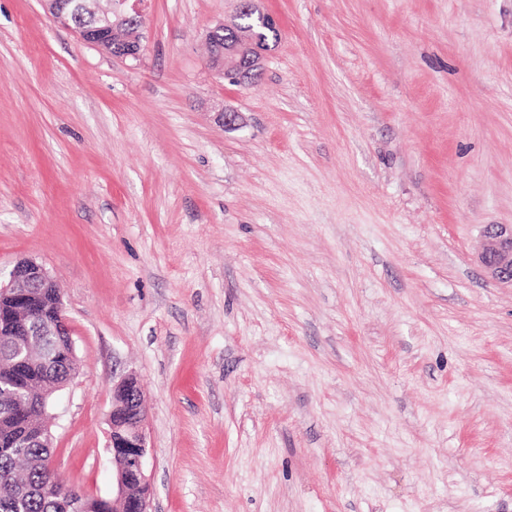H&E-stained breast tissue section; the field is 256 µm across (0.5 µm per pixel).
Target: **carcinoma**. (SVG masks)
<instances>
[{"instance_id":"obj_1","label":"carcinoma","mask_w":512,"mask_h":512,"mask_svg":"<svg viewBox=\"0 0 512 512\" xmlns=\"http://www.w3.org/2000/svg\"><path fill=\"white\" fill-rule=\"evenodd\" d=\"M75 365L56 345L46 352L34 344L20 362L0 354V389L10 391V396L0 397V512H63L61 498L45 493L53 478L45 462L53 449L21 452L14 443L41 423L33 406L39 392L64 381Z\"/></svg>"}]
</instances>
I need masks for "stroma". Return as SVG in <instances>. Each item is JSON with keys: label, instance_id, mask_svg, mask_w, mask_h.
<instances>
[{"label": "stroma", "instance_id": "1", "mask_svg": "<svg viewBox=\"0 0 512 512\" xmlns=\"http://www.w3.org/2000/svg\"><path fill=\"white\" fill-rule=\"evenodd\" d=\"M147 0L140 61L0 0V277L57 280L54 465L111 497L135 372L152 512H512V0ZM242 113L225 129L220 113ZM256 8L254 7V4L251 0H240V7L237 14V18H240V16H244L246 14H249L252 18L256 19L261 26H264L266 29H270L272 31H279V23L277 19L270 13L259 11L257 15H255ZM238 23L246 24L251 23L253 25L252 27V33L255 37H257L260 40H266L269 44V47H274V43L277 42L278 36L273 34L272 32H269L268 30L261 27L256 21L254 20H245L241 21L238 20ZM231 23L220 22L206 36L208 43V68L217 76L236 84H246L260 74L266 46L256 42L249 30H236V39L224 43V52L215 53V41ZM479 257L495 282L512 285V224L486 226Z\"/></svg>", "mask_w": 512, "mask_h": 512}]
</instances>
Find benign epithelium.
I'll return each instance as SVG.
<instances>
[{
  "mask_svg": "<svg viewBox=\"0 0 512 512\" xmlns=\"http://www.w3.org/2000/svg\"><path fill=\"white\" fill-rule=\"evenodd\" d=\"M145 0H41L42 7L62 27L72 30L84 43L121 60L142 57L141 29L145 24ZM250 15L260 25L279 30L277 19L267 12H256L252 0H240L238 15ZM228 23L221 22L206 36L208 68L217 76L236 84L253 80L262 70L266 46L256 42L248 30L236 31V39L224 44V52L213 51L215 41ZM479 257L490 277L498 283L512 285V224L486 226ZM10 285H0V301L15 304L13 312L0 314V336L12 337L20 349L27 345L24 336L32 335L37 325L43 336L70 335L63 314L62 298H57L56 313L48 318L33 311L29 303L35 292L58 290L45 267L32 259L19 261L10 274ZM144 398L135 373L130 372L112 383V412L109 416L110 450L115 470L116 492L112 496L114 512L130 497V475L138 477L134 500L135 512L149 510V490L145 471L146 436L144 432Z\"/></svg>",
  "mask_w": 512,
  "mask_h": 512,
  "instance_id": "7a95c632",
  "label": "benign epithelium"
}]
</instances>
